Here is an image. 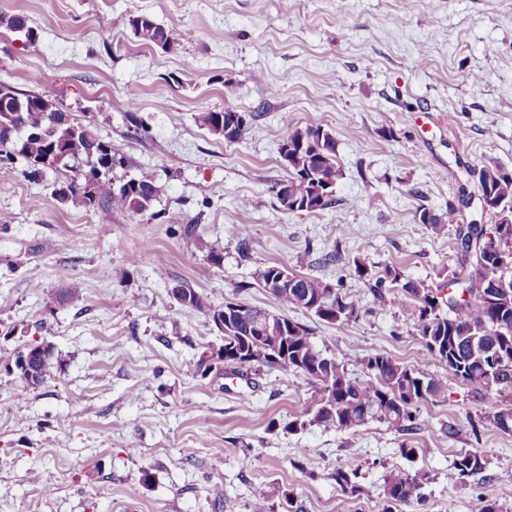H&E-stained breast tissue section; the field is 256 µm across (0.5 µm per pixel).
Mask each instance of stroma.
<instances>
[{
	"instance_id": "obj_1",
	"label": "stroma",
	"mask_w": 512,
	"mask_h": 512,
	"mask_svg": "<svg viewBox=\"0 0 512 512\" xmlns=\"http://www.w3.org/2000/svg\"><path fill=\"white\" fill-rule=\"evenodd\" d=\"M133 12L171 31L173 50L134 39L119 23ZM1 13L25 17L38 40L0 28V81L53 98L123 157L114 179L151 173L159 195L132 215L59 200L63 171L34 180L18 159L0 177V512H216L222 498L249 512L260 482L293 490L302 512H377L385 478L414 471L430 478L428 512H470L481 493L512 512V434H472L482 405L468 386L449 383L421 407L411 461L405 438L377 421L290 432L308 381L200 376L224 335L173 292L184 284L220 303L255 262L274 261L343 280L367 305L357 256L437 282L460 251L417 209L492 224L466 203L479 194L475 170L512 168V0H0ZM228 106L255 113L248 139L202 125ZM310 125L332 131L344 177L332 207L289 213L272 191L288 176L279 147ZM334 250L340 261L326 262ZM75 283L79 299L58 304ZM290 316L351 373L380 351L444 371L421 362L399 310L340 327ZM34 340L67 365L26 389L3 362ZM469 449L488 466L463 478L453 461ZM340 466L360 467V496L336 488Z\"/></svg>"
}]
</instances>
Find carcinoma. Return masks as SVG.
Instances as JSON below:
<instances>
[{
  "mask_svg": "<svg viewBox=\"0 0 512 512\" xmlns=\"http://www.w3.org/2000/svg\"><path fill=\"white\" fill-rule=\"evenodd\" d=\"M121 24L135 39L163 51L173 49L169 31L149 15L130 13ZM0 27L23 36L28 43L38 39L37 31L18 15H0ZM27 105L16 109L17 98ZM224 112H205L202 124L215 135H224ZM107 141L98 137L89 126L59 108L56 103L34 92H21L0 82V161L23 158L32 167L30 177L46 170L71 172L70 177L55 188L61 200L72 199L87 207H111L133 215L149 211L159 194L154 177L141 173L125 182L115 183L112 170L121 160L104 148ZM56 147L64 154L59 161L49 156ZM280 157L288 167V196L310 199L307 211L315 212L330 206L334 197L314 200L316 188H335L343 178L337 156L336 140L324 127L307 126L289 131L280 145ZM479 190L494 223H457V209L437 214L427 207L417 209L415 218L436 235L447 233L448 225H456L455 236L475 240L484 248L474 246L463 252L457 266L443 284L433 287L412 278L395 265L376 266L364 257L352 260L354 275L362 281L380 309L397 308L404 320L413 325L421 345L422 361L435 360L448 371L438 377L414 364L404 363L387 353L361 358L363 377L348 372L344 361L319 349L312 330L286 314L288 310L311 313L320 320L343 326L358 320L363 306L349 300L342 280L327 282L291 271L271 262H257L251 280L240 288H261L281 309L274 313L252 306L235 297H224V305L214 304L207 296L185 286L174 288L178 300L202 313L206 319L231 306L246 308L237 326L238 333L224 335V347L232 350L226 368H266L304 377L314 388L309 405L301 415L288 422L290 432L309 426H323L338 431H354L370 421H378L398 432L417 428L423 404L434 400L448 389V381L471 387L487 405L479 424L512 433V293L500 299L487 297L486 288L495 282H506L512 290V171L495 163L479 167ZM291 283L287 288H271L269 283L280 276ZM271 316L282 321L288 332V346L272 348V355L250 357L248 326L255 317ZM485 351L500 350L506 358L496 375L484 372L474 358L469 342ZM43 351L35 357L33 373L20 378L23 386L35 387L53 373L64 371L65 359L49 342H42ZM454 468L462 477L483 473L487 460L477 449L456 456ZM331 478L341 492L357 496L362 487L358 469L339 467ZM425 475L401 473L387 478L378 501V512H399L401 507L425 505ZM282 502H271L266 486L255 484L250 490L249 512H301L294 492L284 490Z\"/></svg>",
  "mask_w": 512,
  "mask_h": 512,
  "instance_id": "cac0c4a2",
  "label": "carcinoma"
}]
</instances>
